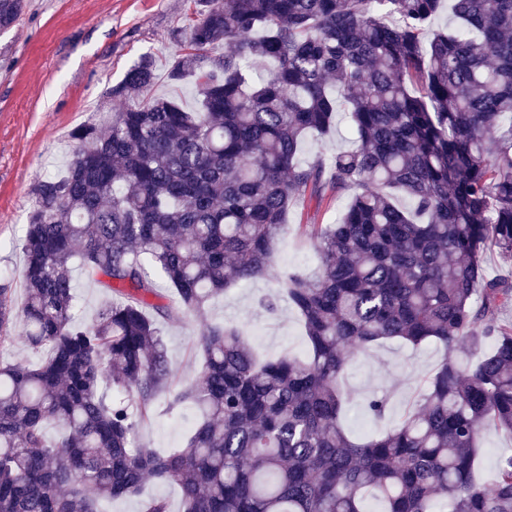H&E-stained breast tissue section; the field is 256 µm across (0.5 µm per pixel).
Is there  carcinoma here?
Here are the masks:
<instances>
[{
    "label": "carcinoma",
    "instance_id": "cac0c4a2",
    "mask_svg": "<svg viewBox=\"0 0 512 512\" xmlns=\"http://www.w3.org/2000/svg\"><path fill=\"white\" fill-rule=\"evenodd\" d=\"M442 2L194 0L166 79L196 104L152 93L144 55L109 91L121 109L72 130L62 173L32 188L23 300L0 282V346L40 357L0 359V512H100L149 479L177 485L183 512H512V455L495 483L475 476L485 432L512 433V324L495 318L512 281L480 261L489 244L512 259V0H452L454 28L424 47ZM24 9L0 0V31ZM248 59L277 66L256 85ZM341 107L352 147L301 163ZM343 191L336 223L307 225L320 274L278 273L309 355L263 359L240 327L203 324L200 379L168 403L195 428L167 455L136 444L172 385L146 265L202 318L274 267L298 202ZM75 263L112 294L89 321ZM389 339L485 354L442 361L358 441L346 346Z\"/></svg>",
    "mask_w": 512,
    "mask_h": 512
}]
</instances>
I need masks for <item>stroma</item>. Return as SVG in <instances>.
<instances>
[{
	"label": "stroma",
	"mask_w": 512,
	"mask_h": 512,
	"mask_svg": "<svg viewBox=\"0 0 512 512\" xmlns=\"http://www.w3.org/2000/svg\"><path fill=\"white\" fill-rule=\"evenodd\" d=\"M192 8L193 0H26L18 23L0 33V278H21L24 258L17 243L31 190L59 169L70 131L96 120L98 110L111 109L110 88L143 55L156 59V92H168L164 73L186 36ZM346 203L342 197L319 210H292L276 243L277 268L316 275L321 262L306 227L336 221ZM269 298L276 301L275 311L263 306ZM205 319L233 323L249 333L262 328L254 343L266 358L307 351L301 322L272 276L231 287L210 303ZM198 330V322L178 309L162 326L173 390L199 377ZM450 355L439 343L412 347L395 340L353 352L341 381L347 430L356 437L389 430L421 392L426 376ZM374 395L389 401V411L380 419L365 409ZM195 419L188 407L159 405L139 425L136 441L161 452L183 447ZM511 453V433L486 431L478 479L492 483L500 458Z\"/></svg>",
	"instance_id": "35a3bbf8"
}]
</instances>
